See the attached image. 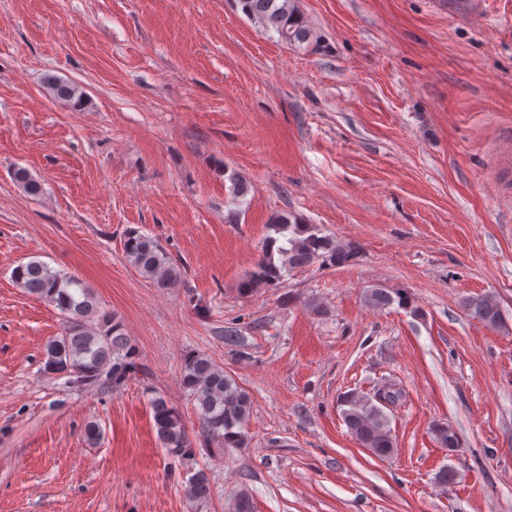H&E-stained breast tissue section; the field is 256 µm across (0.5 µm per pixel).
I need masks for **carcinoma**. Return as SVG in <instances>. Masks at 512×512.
I'll list each match as a JSON object with an SVG mask.
<instances>
[{
    "mask_svg": "<svg viewBox=\"0 0 512 512\" xmlns=\"http://www.w3.org/2000/svg\"><path fill=\"white\" fill-rule=\"evenodd\" d=\"M242 11L264 28L274 31L281 42L295 49L313 50L318 37L296 6V0H239ZM47 89L56 99L75 105L83 101L76 85L50 76ZM13 178L27 193L37 195L41 183L22 167L13 171ZM268 233L255 267L241 280L238 290L248 294L256 288L276 286L297 269L343 265L356 256L355 249L338 243L325 234L319 224H308L293 214H280L267 224ZM128 262L140 276L158 288H174L182 282L183 266L155 239L131 230L124 240ZM16 284L27 293L55 306L63 319L62 335L46 348L44 370L65 374L76 383H92L100 378L114 387L138 371L135 352L122 324L111 312L101 309L90 288L78 277L54 271L41 261L31 260L12 271ZM365 301L376 309L396 303L416 315L419 308L411 298L385 288H370ZM461 307L470 318L497 330H509V319L496 296L491 293L467 296ZM181 385L198 415L203 445L224 448H245L251 401L234 380L224 374L204 352L188 354L183 363ZM402 395L395 385L387 383L372 396L352 390L341 398V415L348 432L363 448L378 458L391 456L396 448L390 419L382 409L395 403ZM159 441L166 455L182 461L195 459L197 449L189 438L181 414L162 396L149 400ZM436 444L454 453L460 448L456 431L446 423L431 427ZM459 473L443 467L435 475V483L446 489L457 483ZM184 494L191 500L204 502L212 496V483L205 469L190 473Z\"/></svg>",
    "mask_w": 512,
    "mask_h": 512,
    "instance_id": "cac0c4a2",
    "label": "carcinoma"
}]
</instances>
